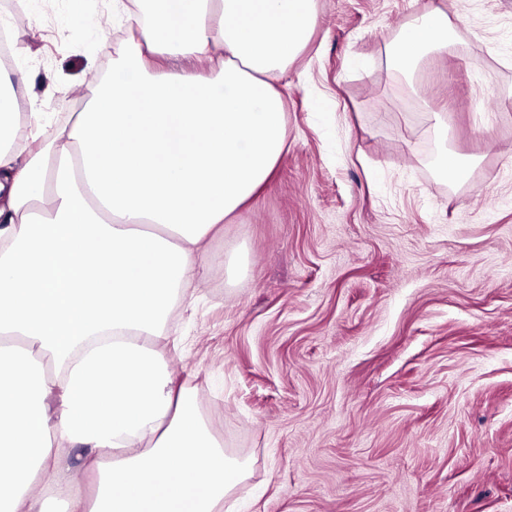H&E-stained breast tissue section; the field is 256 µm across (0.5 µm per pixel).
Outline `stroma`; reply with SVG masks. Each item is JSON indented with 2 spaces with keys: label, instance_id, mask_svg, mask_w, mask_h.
Instances as JSON below:
<instances>
[{
  "label": "stroma",
  "instance_id": "35a3bbf8",
  "mask_svg": "<svg viewBox=\"0 0 512 512\" xmlns=\"http://www.w3.org/2000/svg\"><path fill=\"white\" fill-rule=\"evenodd\" d=\"M21 110L78 111L133 0H23ZM456 25L412 76L390 41ZM288 151L207 240L157 349L249 473L232 512H512V0H317ZM448 122L447 141L432 130ZM446 150L475 158L467 183ZM454 29L448 12L431 4L390 42L388 61L413 73L427 54L448 50V38Z\"/></svg>",
  "mask_w": 512,
  "mask_h": 512
}]
</instances>
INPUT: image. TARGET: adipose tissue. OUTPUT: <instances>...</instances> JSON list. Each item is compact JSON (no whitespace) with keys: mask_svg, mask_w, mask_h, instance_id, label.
Instances as JSON below:
<instances>
[{"mask_svg":"<svg viewBox=\"0 0 512 512\" xmlns=\"http://www.w3.org/2000/svg\"><path fill=\"white\" fill-rule=\"evenodd\" d=\"M316 19L315 0H142L138 41L68 126L30 107L39 146L21 165L0 98V512H223L246 478L154 345L203 269L202 243L284 153L285 100L269 78ZM454 29L429 5L388 60L414 72ZM172 56L209 71L167 72ZM74 446L87 451V495L52 460ZM42 484L61 498L35 495Z\"/></svg>","mask_w":512,"mask_h":512,"instance_id":"ef3b65f1","label":"adipose tissue"}]
</instances>
